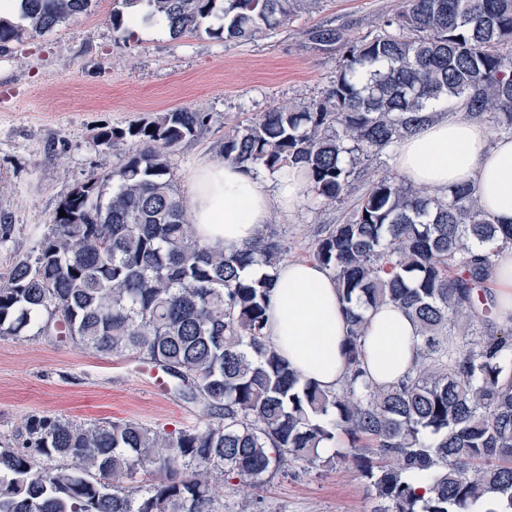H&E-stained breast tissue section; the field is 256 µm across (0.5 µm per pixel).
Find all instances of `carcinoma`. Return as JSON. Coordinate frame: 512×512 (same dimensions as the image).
Returning a JSON list of instances; mask_svg holds the SVG:
<instances>
[{
    "label": "carcinoma",
    "instance_id": "1",
    "mask_svg": "<svg viewBox=\"0 0 512 512\" xmlns=\"http://www.w3.org/2000/svg\"><path fill=\"white\" fill-rule=\"evenodd\" d=\"M93 0H21V22L0 19V51L88 12ZM117 36L162 21L174 37L226 41L275 30L320 0H120ZM346 54L322 99L279 104L224 134L219 155L249 169L297 167L326 204L342 202L365 162L393 150L441 107L462 102L512 137V0H403L372 39L336 28L308 33ZM206 112L174 110L127 130H101L137 148L92 172L62 201L35 249L0 273V338L53 336L103 356L136 354L201 407L198 424L167 432L132 420L87 424L29 416L0 442V512H224L218 492L348 461L370 480L375 512H478L487 491L512 512V326L487 292L496 225L473 190L445 198L393 177L371 180L345 222L316 240L348 317L343 386L300 382L265 336L278 235L231 254L195 239L172 159L207 129ZM392 302L420 326L419 362L404 381H369L365 312ZM481 330L463 345L461 319ZM345 437L351 453L322 454ZM427 484L428 494L414 488Z\"/></svg>",
    "mask_w": 512,
    "mask_h": 512
}]
</instances>
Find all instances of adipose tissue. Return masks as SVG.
I'll return each instance as SVG.
<instances>
[{"label":"adipose tissue","mask_w":512,"mask_h":512,"mask_svg":"<svg viewBox=\"0 0 512 512\" xmlns=\"http://www.w3.org/2000/svg\"><path fill=\"white\" fill-rule=\"evenodd\" d=\"M405 184L440 197L449 187L474 188L497 224L512 225V138L496 136L466 108L440 113L395 154ZM304 174H269L224 161L202 160L188 178L187 217L199 241L231 253L257 240L274 217L293 215L308 191ZM501 321L512 318V244L489 272ZM365 366L374 386L398 383L417 364V324L384 303L366 314ZM265 334L302 379L335 390L346 374L347 319L336 281L321 264L282 261L274 275Z\"/></svg>","instance_id":"obj_1"}]
</instances>
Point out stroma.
<instances>
[{"label":"stroma","instance_id":"1","mask_svg":"<svg viewBox=\"0 0 512 512\" xmlns=\"http://www.w3.org/2000/svg\"><path fill=\"white\" fill-rule=\"evenodd\" d=\"M114 0H94L89 13L43 35H27L0 52V271L30 253L47 233L72 188L91 171H109L135 149L133 140L107 148L100 127L124 130L174 109L209 113L210 124L174 158L173 177L187 189L190 168L218 160L225 132L250 124L274 105L324 95L343 60L342 46L318 47L310 29L332 26L351 38L376 33L400 0H322L288 25L247 42L201 33L171 38L160 25L116 37ZM342 203L306 195L288 219H273L289 258L309 259L330 225L342 223L371 179L396 175L393 154L371 160ZM54 414L79 422L134 420L176 431L196 425L197 406L170 390L156 391L140 358L104 357L45 337L0 339V440L26 417ZM370 481L336 465L276 476L253 493L250 512H376Z\"/></svg>","mask_w":512,"mask_h":512}]
</instances>
